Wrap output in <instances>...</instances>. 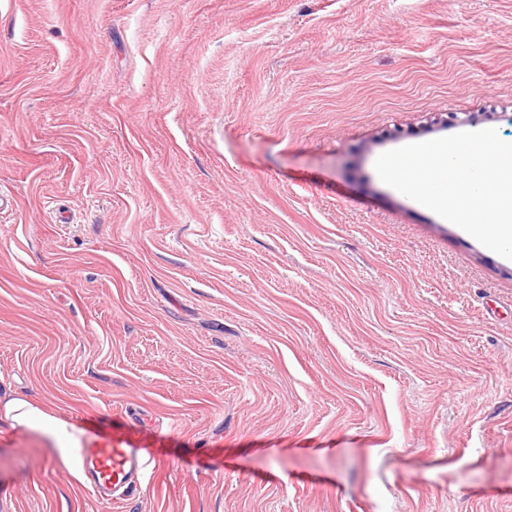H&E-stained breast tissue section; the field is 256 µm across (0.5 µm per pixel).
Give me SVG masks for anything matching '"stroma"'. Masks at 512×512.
I'll return each mask as SVG.
<instances>
[{
    "label": "stroma",
    "mask_w": 512,
    "mask_h": 512,
    "mask_svg": "<svg viewBox=\"0 0 512 512\" xmlns=\"http://www.w3.org/2000/svg\"><path fill=\"white\" fill-rule=\"evenodd\" d=\"M486 127L512 0H0V392L165 443L0 512H512V260L375 170ZM88 434L77 450L76 463L88 474L92 492L103 502L130 499L141 488L147 469L161 460L151 432L112 429Z\"/></svg>",
    "instance_id": "stroma-1"
}]
</instances>
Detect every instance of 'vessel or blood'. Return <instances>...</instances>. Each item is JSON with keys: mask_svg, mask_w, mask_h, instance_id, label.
Returning <instances> with one entry per match:
<instances>
[{"mask_svg": "<svg viewBox=\"0 0 512 512\" xmlns=\"http://www.w3.org/2000/svg\"><path fill=\"white\" fill-rule=\"evenodd\" d=\"M160 460L161 452L151 432L142 429L91 433L76 454L94 495L104 502L131 498L147 469Z\"/></svg>", "mask_w": 512, "mask_h": 512, "instance_id": "b4317fda", "label": "vessel or blood"}]
</instances>
